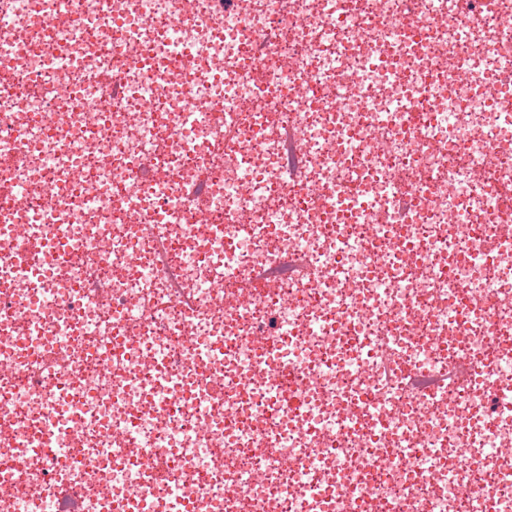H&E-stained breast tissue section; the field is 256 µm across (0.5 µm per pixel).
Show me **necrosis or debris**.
Masks as SVG:
<instances>
[{
    "label": "necrosis or debris",
    "instance_id": "4bbe7bcc",
    "mask_svg": "<svg viewBox=\"0 0 512 512\" xmlns=\"http://www.w3.org/2000/svg\"><path fill=\"white\" fill-rule=\"evenodd\" d=\"M511 442L512 0H0V512H512Z\"/></svg>",
    "mask_w": 512,
    "mask_h": 512
}]
</instances>
